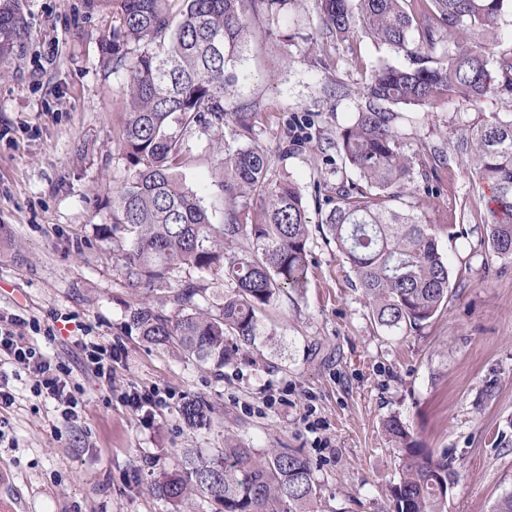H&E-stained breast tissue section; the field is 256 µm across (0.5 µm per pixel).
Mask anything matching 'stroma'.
Wrapping results in <instances>:
<instances>
[{"label": "stroma", "mask_w": 512, "mask_h": 512, "mask_svg": "<svg viewBox=\"0 0 512 512\" xmlns=\"http://www.w3.org/2000/svg\"><path fill=\"white\" fill-rule=\"evenodd\" d=\"M22 0L30 29L25 56L0 81V313L23 312L56 329L46 341L31 327L18 334L67 364L87 405L78 421L17 384L9 417L16 444L0 447V470L18 512H211L193 497L173 507L148 491L184 449L211 451L232 437L252 448H299L316 466L326 512H386L398 465L383 432L396 415L423 447L449 450L459 465L450 512H492L512 493V260L489 257L478 242L490 195L470 168L439 170L437 196L415 191L395 208L434 226L449 260L447 308L421 333L379 328L354 287L334 243L309 240L308 284L282 293L262 316L250 351L222 375L144 342L128 326L141 303L160 305L164 291L130 287L112 255V190L128 175L121 128L123 72L106 66L112 0ZM315 0H288L277 15L250 19L227 110L255 112L253 145L272 157L271 180L297 183L311 223L316 185L357 181L332 141L359 103L356 90L386 64L406 59L364 33L315 42ZM512 113V97H486L476 107L438 100L412 109L399 124L400 143L415 171L431 151H454L470 126L492 113ZM187 182L203 203L222 207L214 186L208 132L185 136ZM463 225L464 238L449 235ZM88 327L105 346H119L115 386L88 374L71 340ZM159 386L172 394L152 414L125 407L130 388ZM202 398L211 427H188L182 404Z\"/></svg>", "instance_id": "1"}]
</instances>
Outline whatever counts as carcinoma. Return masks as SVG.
<instances>
[{"label":"carcinoma","mask_w":512,"mask_h":512,"mask_svg":"<svg viewBox=\"0 0 512 512\" xmlns=\"http://www.w3.org/2000/svg\"><path fill=\"white\" fill-rule=\"evenodd\" d=\"M113 2L118 24L103 54L126 72L122 140L129 165L127 181L112 193L115 259L129 282L168 286L171 304L134 309L129 326L218 374L234 352L254 344L260 314L282 290L306 287L309 221L298 185L271 181L270 156L248 145L218 153L222 223H213L199 190L180 173L184 133L194 126L217 137L229 126L241 137L251 133L255 113L228 111L224 97L239 80L250 16L276 14L287 0H181L177 14L171 0ZM316 2V37L344 38L360 27L410 59L408 66L380 68L360 86L357 112L336 131V152L363 184L343 183L328 194L319 187L315 200L328 206L321 229L349 264L374 323L418 332L448 303V259L432 225L391 206L414 183L391 107L427 106L450 92L471 106L490 95L512 96V53L492 51L506 0ZM28 37L21 0H0V65L22 57ZM443 41L445 51L433 57ZM456 157L492 193L480 244L512 260V115L467 129ZM255 195L260 207L246 224L244 201ZM184 268L221 270L231 288L221 302L202 307L194 283L171 284ZM180 414L191 427L211 426V408L201 399L184 402ZM383 428L399 459L390 512H448L455 458L421 447L396 416ZM149 490L175 506L201 496L212 512H321L315 466L302 450L259 451L236 439L208 454L186 449Z\"/></svg>","instance_id":"cac0c4a2"}]
</instances>
